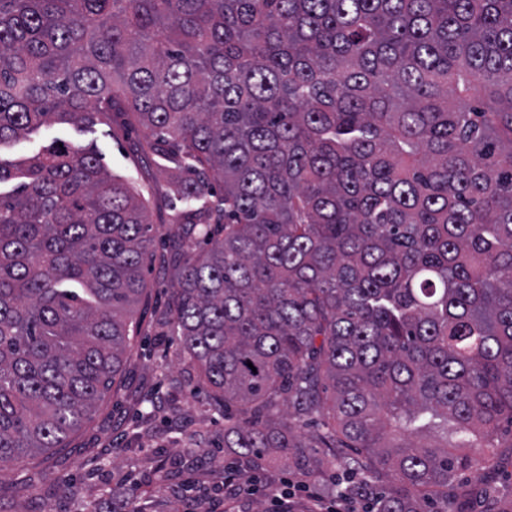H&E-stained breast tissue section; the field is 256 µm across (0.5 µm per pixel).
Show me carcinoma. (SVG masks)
Masks as SVG:
<instances>
[{
    "label": "carcinoma",
    "instance_id": "carcinoma-1",
    "mask_svg": "<svg viewBox=\"0 0 512 512\" xmlns=\"http://www.w3.org/2000/svg\"><path fill=\"white\" fill-rule=\"evenodd\" d=\"M186 207L163 326L254 471L301 430L426 512L512 430V0H0V146L114 110ZM0 467L124 364L153 241L100 154L0 158Z\"/></svg>",
    "mask_w": 512,
    "mask_h": 512
}]
</instances>
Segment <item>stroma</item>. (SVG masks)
<instances>
[{"instance_id": "1", "label": "stroma", "mask_w": 512, "mask_h": 512, "mask_svg": "<svg viewBox=\"0 0 512 512\" xmlns=\"http://www.w3.org/2000/svg\"><path fill=\"white\" fill-rule=\"evenodd\" d=\"M95 146L108 169L143 195L154 243L146 256L148 287L138 304V336L114 385L66 449L38 453L0 471V512H88L110 496L114 512H210L224 498V479L243 488L230 512H273L274 498L297 490L294 512H307L309 492L324 502L336 495L340 467L299 469L288 464L250 470L224 446V414L186 385L178 345L160 323L176 285L168 261L180 207L170 192L166 167L151 153L147 130L115 113L89 129L48 128L0 146L14 159L38 151L53 138ZM74 480L71 493L58 492ZM512 506V466L496 472L474 466L448 489V512H504Z\"/></svg>"}]
</instances>
